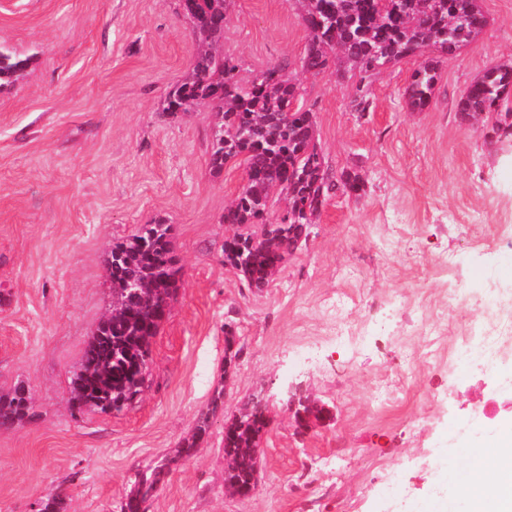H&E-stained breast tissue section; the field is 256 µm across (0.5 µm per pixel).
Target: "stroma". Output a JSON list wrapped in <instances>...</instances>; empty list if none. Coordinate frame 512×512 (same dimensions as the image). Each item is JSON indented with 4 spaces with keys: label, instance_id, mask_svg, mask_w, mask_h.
Listing matches in <instances>:
<instances>
[{
    "label": "stroma",
    "instance_id": "35a3bbf8",
    "mask_svg": "<svg viewBox=\"0 0 512 512\" xmlns=\"http://www.w3.org/2000/svg\"><path fill=\"white\" fill-rule=\"evenodd\" d=\"M482 6L486 29L442 63L426 108L405 98L416 56L368 79L361 114L356 76L302 70L298 0H233L224 52L240 77L285 66L330 172L364 180L257 291L222 251L242 167L212 174L207 105L163 110L194 54L178 0H0V43L29 61L0 90V390L25 383L35 412L0 430V512L53 496L67 512H121L135 474L174 455L220 387L208 440L146 512H432L434 492L454 499L461 449L512 421V354L492 373L459 359L479 307L445 305L452 286H512V140L456 112L512 60V0ZM158 222L178 290L145 386L121 412H76L71 379L112 301L108 255ZM298 390L332 410L329 425L295 432ZM255 395L271 425L258 490L241 498L224 483V422Z\"/></svg>",
    "mask_w": 512,
    "mask_h": 512
}]
</instances>
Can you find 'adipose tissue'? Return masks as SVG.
Returning a JSON list of instances; mask_svg holds the SVG:
<instances>
[{
	"instance_id": "obj_1",
	"label": "adipose tissue",
	"mask_w": 512,
	"mask_h": 512,
	"mask_svg": "<svg viewBox=\"0 0 512 512\" xmlns=\"http://www.w3.org/2000/svg\"><path fill=\"white\" fill-rule=\"evenodd\" d=\"M469 478L457 494L471 503L473 512H512V427L504 426L489 444L488 454L466 457Z\"/></svg>"
}]
</instances>
